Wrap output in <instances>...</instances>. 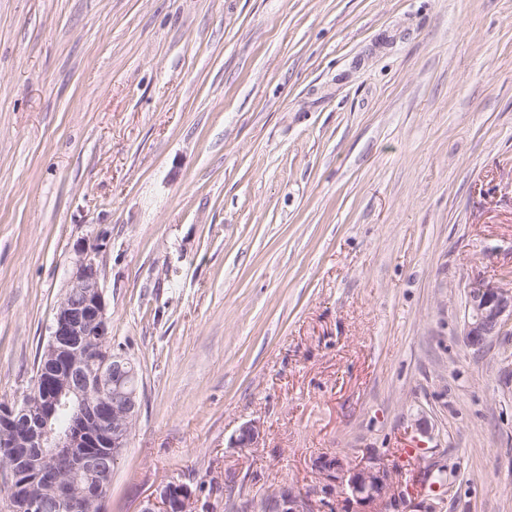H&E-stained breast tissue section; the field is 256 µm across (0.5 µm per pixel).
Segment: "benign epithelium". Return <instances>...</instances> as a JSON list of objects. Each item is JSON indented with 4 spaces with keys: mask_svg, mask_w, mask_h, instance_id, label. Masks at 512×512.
Returning a JSON list of instances; mask_svg holds the SVG:
<instances>
[{
    "mask_svg": "<svg viewBox=\"0 0 512 512\" xmlns=\"http://www.w3.org/2000/svg\"><path fill=\"white\" fill-rule=\"evenodd\" d=\"M512 333V289L476 280L470 285L464 316L463 336L469 347L482 350L493 339ZM112 332L107 304L100 284L97 248L83 246L68 280L67 292L58 302L49 336V357L37 369L41 396L35 407L7 406L0 411V438L15 449L12 463L5 466L0 494L6 512H43L37 496L19 495L20 469L46 455L65 467L77 461L70 481L46 480V493L53 512H86L103 507L112 486V467L129 447L138 418L141 384L137 366L125 354L112 349ZM89 402L90 417L98 438L112 448L105 458L92 450L94 444L82 438L79 422L64 432L54 433L49 422L59 408L74 402ZM255 425H242L232 438L235 447H249L257 441ZM316 467L325 483L319 493L331 495L335 488L349 491L360 504L370 505L405 497L381 463L370 461L352 466L336 455L331 464L321 460ZM191 489L182 483L161 486L156 496L141 504L139 512H187ZM264 512H311V500L292 489L272 493L263 503Z\"/></svg>",
    "mask_w": 512,
    "mask_h": 512,
    "instance_id": "obj_1",
    "label": "benign epithelium"
}]
</instances>
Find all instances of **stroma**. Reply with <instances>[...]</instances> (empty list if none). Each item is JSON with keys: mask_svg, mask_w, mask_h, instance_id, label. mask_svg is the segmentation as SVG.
Here are the masks:
<instances>
[{"mask_svg": "<svg viewBox=\"0 0 512 512\" xmlns=\"http://www.w3.org/2000/svg\"><path fill=\"white\" fill-rule=\"evenodd\" d=\"M87 243L141 378L104 512H362L336 454L512 512V335L462 338L512 288V0H0V403ZM469 288L462 336L469 347L480 351L493 339L511 333L512 289L483 280L474 281ZM192 495L187 485L170 482L161 486L156 496L143 501L139 512H186ZM159 504L162 510H156ZM311 500L293 489L280 490L272 493L263 503L262 511L266 512H309Z\"/></svg>", "mask_w": 512, "mask_h": 512, "instance_id": "obj_1", "label": "stroma"}]
</instances>
